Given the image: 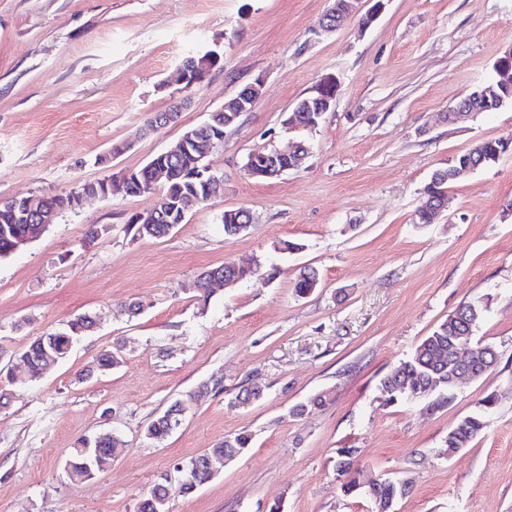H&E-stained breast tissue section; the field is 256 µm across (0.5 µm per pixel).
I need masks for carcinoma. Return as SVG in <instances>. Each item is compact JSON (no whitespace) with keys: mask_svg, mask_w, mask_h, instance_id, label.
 I'll list each match as a JSON object with an SVG mask.
<instances>
[{"mask_svg":"<svg viewBox=\"0 0 512 512\" xmlns=\"http://www.w3.org/2000/svg\"><path fill=\"white\" fill-rule=\"evenodd\" d=\"M506 151V146L500 140H485L474 148L465 152L467 161L474 169L488 166L498 159V154ZM153 161L168 167L170 177L164 180L161 198L168 201H176L179 198L194 194L205 196L206 188L203 182L191 178V173L197 168L196 159L188 155L164 156L157 154ZM461 157H456L445 169H439L433 174V180L429 183L425 195L435 196L448 185L455 183V169L460 164ZM41 220L51 225L58 217L57 197L52 195L36 196ZM224 234L235 237L245 232L253 223L248 212L240 209H227L222 216ZM183 223L180 210H164L156 217L145 220L141 224L136 218L130 219L128 230L139 237L162 238L168 236L177 225ZM35 229L31 224H13L10 233H3L0 226V258L12 254L11 243L15 236L24 235ZM259 272L257 267L238 266L234 263H225L207 270L209 275L221 277H233L236 280L248 279ZM319 278L312 268L300 271L296 279L295 288L301 294H306L317 287ZM486 308L479 299L459 305L448 314L433 332L426 336L405 358L392 366L378 382L381 392L392 386H409L416 392L422 401L428 403L432 409L448 407L455 399V388L448 383V371L445 367L450 362H440L437 354L448 350V336L452 334L451 324H456L463 331L475 336L476 329L485 316ZM94 319L89 315L76 317L65 325L64 328L46 334L36 336L19 353V359L29 366L31 380L42 378L45 369L42 359L45 351H50L58 360L65 359L76 339L86 335L94 328ZM181 409L179 404H172L162 414L151 421L146 429V435L150 439H162L179 424ZM486 429V422L482 412L478 411L461 419L456 426L448 432V441L443 449L447 454L457 448H467ZM250 444V437L246 434H237L224 438L214 448L191 458L188 462L179 465L175 471L180 473L178 491L183 495H189L203 481L208 479V458H233L241 453ZM122 452L118 448V442L114 439L97 437L93 440H84L80 446L73 449L66 461L67 473L78 479H90L105 471L114 458ZM360 462L340 460L342 472L340 473V490L344 495L350 496L358 493L359 481L356 474L359 473ZM170 489L168 483H157L145 493L137 504V512H169Z\"/></svg>","mask_w":512,"mask_h":512,"instance_id":"carcinoma-1","label":"carcinoma"}]
</instances>
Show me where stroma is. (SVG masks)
<instances>
[{"instance_id":"1","label":"stroma","mask_w":512,"mask_h":512,"mask_svg":"<svg viewBox=\"0 0 512 512\" xmlns=\"http://www.w3.org/2000/svg\"><path fill=\"white\" fill-rule=\"evenodd\" d=\"M330 0H0V198L55 195L85 181L112 192L61 212L32 243L0 259V512H136L178 464L239 433L251 442L170 512H372L336 480L357 449L360 480L409 483L391 512H512V103L451 124L444 116L494 78L512 48V0H389L368 29L351 17L315 30ZM224 58L190 93L168 78L192 51ZM336 76V102L309 133L304 165L260 180L248 154L286 148L282 120ZM255 107L207 157L217 197L167 237H132L157 193L115 178L176 142L255 78ZM177 123L152 134L148 113L182 95ZM508 142L491 165L449 185L446 208L415 211L432 173L481 140ZM132 148L110 163L113 143ZM254 222L228 237L225 210ZM300 244L282 251L284 241ZM234 262L260 275L200 301L206 269ZM276 277H269L271 267ZM317 287L294 288L303 267ZM487 308L476 336L498 362L460 385L448 408L384 403L380 377L460 303ZM142 305L131 317L125 304ZM93 330L40 380L16 358L76 316ZM119 366L85 378L105 353ZM221 380V392L207 391ZM258 385L261 399L242 403ZM495 395L487 428L453 456L449 431ZM299 418L290 409L314 396ZM165 439L147 424L171 404ZM109 434L122 453L90 479L68 476L81 440ZM181 409L179 404H172L162 414L151 421L146 429V435L150 439H162L179 424Z\"/></svg>"}]
</instances>
